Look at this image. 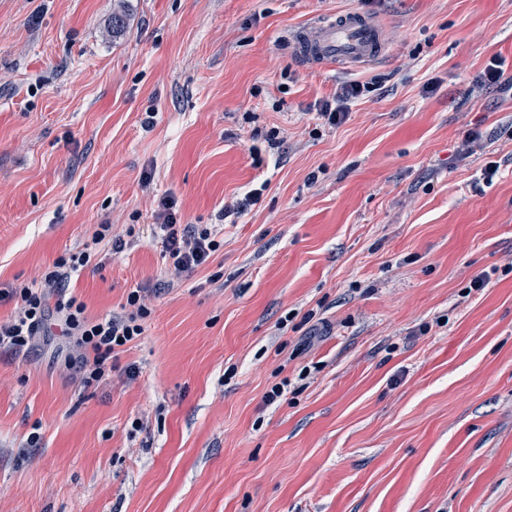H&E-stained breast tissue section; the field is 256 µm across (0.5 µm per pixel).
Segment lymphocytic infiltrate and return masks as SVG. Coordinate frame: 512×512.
Listing matches in <instances>:
<instances>
[{"mask_svg": "<svg viewBox=\"0 0 512 512\" xmlns=\"http://www.w3.org/2000/svg\"><path fill=\"white\" fill-rule=\"evenodd\" d=\"M219 225L181 224L174 216L153 225L151 236L174 276L204 265L220 249ZM110 242L111 250L123 252L126 243L113 234L111 225H101L91 244L83 249L62 253L44 272L32 280L0 289V302L11 301L15 311L0 321V350L17 352L30 348L36 338L50 326H59L71 353L66 362L84 386L107 382V361L112 353L144 333L143 321L150 314L145 289L130 291L119 315L90 320L85 304L73 295L70 283L75 273L87 266L98 254L97 246Z\"/></svg>", "mask_w": 512, "mask_h": 512, "instance_id": "obj_1", "label": "lymphocytic infiltrate"}]
</instances>
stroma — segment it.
Returning <instances> with one entry per match:
<instances>
[{"label":"stroma","mask_w":512,"mask_h":512,"mask_svg":"<svg viewBox=\"0 0 512 512\" xmlns=\"http://www.w3.org/2000/svg\"><path fill=\"white\" fill-rule=\"evenodd\" d=\"M128 5L116 38L117 0H0V282L112 224L132 246L73 293L98 319L153 292L108 384L60 336L0 350V512H512V90L475 83L512 80V0ZM353 8L383 57L309 69L288 29ZM170 212L224 225L174 282ZM505 61L501 57H493L486 64L482 72L477 76V85L493 88L499 87L502 84V78L504 76ZM371 90L373 88L370 85L358 81L344 83L336 91L332 101H325L322 104L319 115L324 119L325 124L337 126L348 119L350 103Z\"/></svg>","instance_id":"35a3bbf8"}]
</instances>
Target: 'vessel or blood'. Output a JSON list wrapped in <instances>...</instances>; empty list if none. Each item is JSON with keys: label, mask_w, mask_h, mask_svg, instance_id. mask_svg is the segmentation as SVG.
Returning <instances> with one entry per match:
<instances>
[{"label": "vessel or blood", "mask_w": 512, "mask_h": 512, "mask_svg": "<svg viewBox=\"0 0 512 512\" xmlns=\"http://www.w3.org/2000/svg\"><path fill=\"white\" fill-rule=\"evenodd\" d=\"M288 38L313 69L362 66L383 53L375 18L358 10L291 29Z\"/></svg>", "instance_id": "b4317fda"}]
</instances>
